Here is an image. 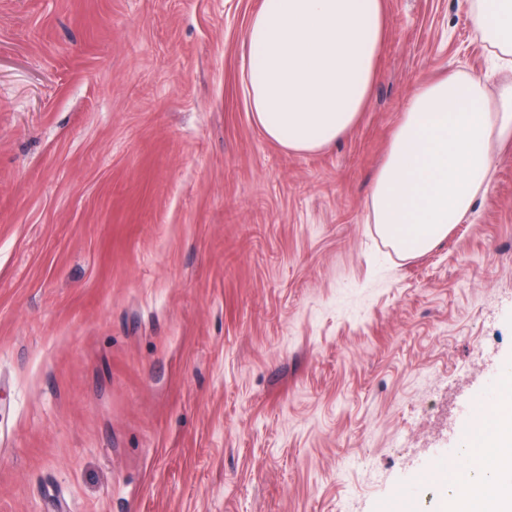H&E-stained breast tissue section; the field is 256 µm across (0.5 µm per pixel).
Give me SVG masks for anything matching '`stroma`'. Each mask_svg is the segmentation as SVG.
Returning <instances> with one entry per match:
<instances>
[{"mask_svg": "<svg viewBox=\"0 0 512 512\" xmlns=\"http://www.w3.org/2000/svg\"><path fill=\"white\" fill-rule=\"evenodd\" d=\"M261 2L0 0V512H450L512 363V148L424 255L369 200L416 84L501 76L469 0H385L365 112L291 154Z\"/></svg>", "mask_w": 512, "mask_h": 512, "instance_id": "stroma-1", "label": "stroma"}]
</instances>
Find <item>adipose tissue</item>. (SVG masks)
Returning a JSON list of instances; mask_svg holds the SVG:
<instances>
[{
  "label": "adipose tissue",
  "mask_w": 512,
  "mask_h": 512,
  "mask_svg": "<svg viewBox=\"0 0 512 512\" xmlns=\"http://www.w3.org/2000/svg\"><path fill=\"white\" fill-rule=\"evenodd\" d=\"M491 53L512 69V0H471ZM385 0H262L249 22L244 77L254 121L284 149L320 150L357 123L376 76ZM512 141V79L487 96L451 73L417 87L370 198L380 237L400 257L426 253L462 223L493 176L495 145ZM464 448L490 449L488 474L464 483L454 512H512V382L484 408Z\"/></svg>",
  "instance_id": "1"
}]
</instances>
